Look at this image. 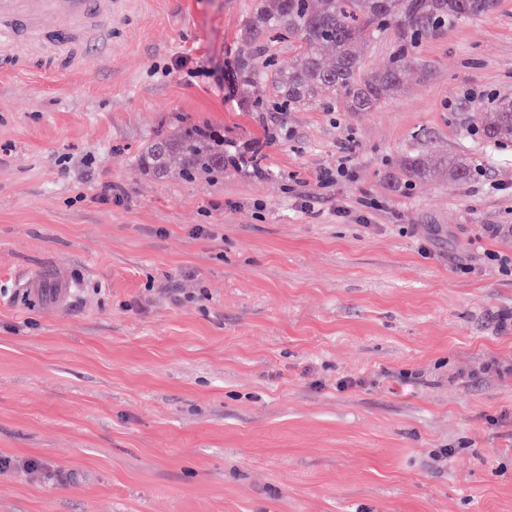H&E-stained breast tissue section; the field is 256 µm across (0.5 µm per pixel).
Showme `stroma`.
<instances>
[{"label": "stroma", "instance_id": "1", "mask_svg": "<svg viewBox=\"0 0 512 512\" xmlns=\"http://www.w3.org/2000/svg\"><path fill=\"white\" fill-rule=\"evenodd\" d=\"M253 2L122 0L105 58L0 44V457L40 463L0 512H512V144L474 119L512 100V0L371 112L256 109ZM176 120L257 168L138 171ZM427 153L481 172L405 181ZM54 265L68 302H24Z\"/></svg>", "mask_w": 512, "mask_h": 512}]
</instances>
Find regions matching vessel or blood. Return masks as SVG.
Segmentation results:
<instances>
[{"label": "vessel or blood", "instance_id": "1", "mask_svg": "<svg viewBox=\"0 0 512 512\" xmlns=\"http://www.w3.org/2000/svg\"><path fill=\"white\" fill-rule=\"evenodd\" d=\"M113 0H0V40L10 41L20 23L37 26L41 17H55L58 37L55 48H69L72 37L92 46L97 52H105L107 40L98 25L91 21L92 14H111ZM29 286L42 288L46 302L63 306L70 293L71 283L64 269L50 268L29 279Z\"/></svg>", "mask_w": 512, "mask_h": 512}]
</instances>
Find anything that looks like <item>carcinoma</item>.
<instances>
[{
  "label": "carcinoma",
  "mask_w": 512,
  "mask_h": 512,
  "mask_svg": "<svg viewBox=\"0 0 512 512\" xmlns=\"http://www.w3.org/2000/svg\"><path fill=\"white\" fill-rule=\"evenodd\" d=\"M493 0H255L239 35L237 68L246 89L261 82L276 109L293 112L338 98L353 112L374 111L385 96L403 88L413 70L415 54L423 40L438 28L488 13ZM395 31L386 64L362 72L359 49ZM296 43L295 61L278 66L270 47ZM479 120L485 137L512 142V100L502 101ZM252 158L233 140L209 127L184 121L166 134L150 137L138 160V170L161 176L179 165L188 179L217 171L238 170ZM437 166L455 182L472 173L462 155H444L431 161L410 156L403 166L409 181L424 180Z\"/></svg>",
  "instance_id": "cac0c4a2"
}]
</instances>
